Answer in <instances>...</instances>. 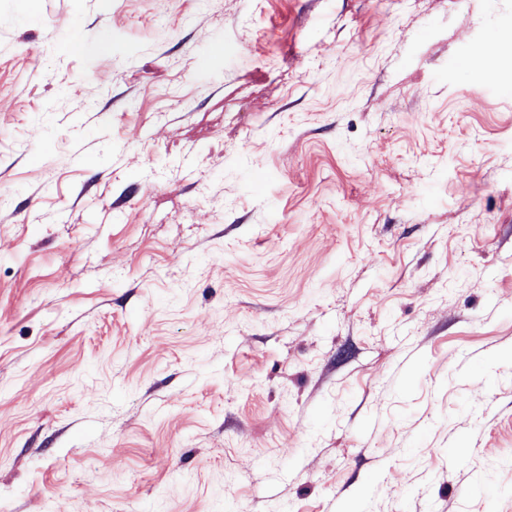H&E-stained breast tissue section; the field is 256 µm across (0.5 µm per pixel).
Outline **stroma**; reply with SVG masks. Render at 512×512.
I'll list each match as a JSON object with an SVG mask.
<instances>
[{"instance_id": "stroma-1", "label": "stroma", "mask_w": 512, "mask_h": 512, "mask_svg": "<svg viewBox=\"0 0 512 512\" xmlns=\"http://www.w3.org/2000/svg\"><path fill=\"white\" fill-rule=\"evenodd\" d=\"M509 30L0 0V512H512ZM512 56V36L504 34L498 38L496 46L488 54H484L476 61L467 63V68L472 71H481L484 75H489L492 71L491 61L499 55Z\"/></svg>"}]
</instances>
